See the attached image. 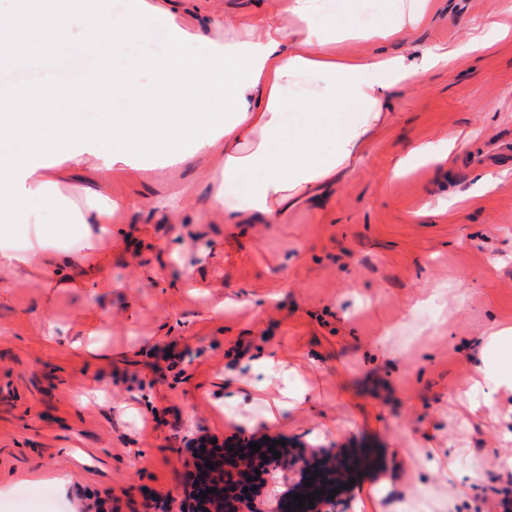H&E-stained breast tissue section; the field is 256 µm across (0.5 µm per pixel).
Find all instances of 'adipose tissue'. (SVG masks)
I'll return each mask as SVG.
<instances>
[{"label": "adipose tissue", "instance_id": "1", "mask_svg": "<svg viewBox=\"0 0 512 512\" xmlns=\"http://www.w3.org/2000/svg\"><path fill=\"white\" fill-rule=\"evenodd\" d=\"M379 19L365 18L356 0H277L235 19H209L210 40L218 46L273 45L256 86L247 88V115L233 131L201 146L196 159H222V178L210 193V209L232 220L253 217L262 224L282 223L303 202H318L350 165L366 154L388 124L395 90L421 83L425 74L447 67L458 48L435 47L416 57L387 52L406 42L432 17L433 0H383ZM465 139L445 135L413 148L392 169L409 173L416 163L439 164L466 150ZM140 200L101 194L83 221L87 233L78 249L33 245L0 247V272L29 278L39 271L58 287L63 268H96L104 244L112 238L115 214L141 208ZM477 376L449 394L457 420L472 430L493 427L512 443V328L490 331L478 345ZM452 498H471L479 480L472 453L464 448L432 449Z\"/></svg>", "mask_w": 512, "mask_h": 512}]
</instances>
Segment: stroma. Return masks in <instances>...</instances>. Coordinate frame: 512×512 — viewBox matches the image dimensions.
I'll return each mask as SVG.
<instances>
[{
    "label": "stroma",
    "instance_id": "stroma-1",
    "mask_svg": "<svg viewBox=\"0 0 512 512\" xmlns=\"http://www.w3.org/2000/svg\"><path fill=\"white\" fill-rule=\"evenodd\" d=\"M273 4L179 0V20L195 31ZM494 22L512 28V0H436L400 50L461 54L401 89L366 156L287 223H225L208 210L211 167L194 162L112 180L116 197L182 191L190 204L176 221L147 206L117 217L123 246L94 272L112 283L97 300L100 335L80 336L87 293L0 272V512H184L188 442L202 436L283 440L308 463L350 464L332 512H354L371 489L405 499V512H504L499 438L459 429L448 401L474 375L484 330L512 325V32L497 36ZM478 34L486 48L466 51ZM89 65L70 53L0 68V84ZM454 133L470 146L449 166L389 178L419 143ZM437 289L440 315L410 312ZM423 434L472 449L482 480L470 501L449 507Z\"/></svg>",
    "mask_w": 512,
    "mask_h": 512
}]
</instances>
